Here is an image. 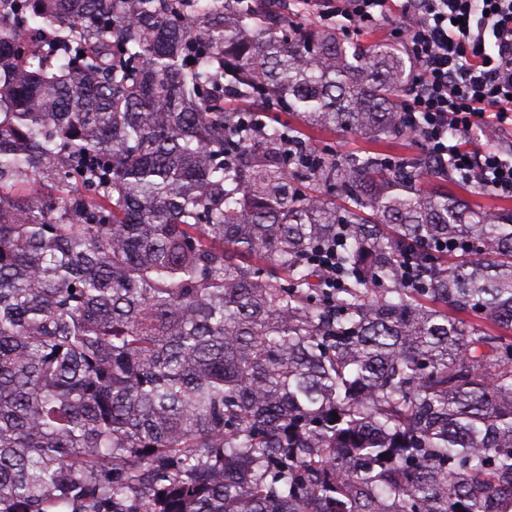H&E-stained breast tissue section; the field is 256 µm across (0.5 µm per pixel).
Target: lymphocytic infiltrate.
Instances as JSON below:
<instances>
[{
  "label": "lymphocytic infiltrate",
  "instance_id": "f902f5d3",
  "mask_svg": "<svg viewBox=\"0 0 512 512\" xmlns=\"http://www.w3.org/2000/svg\"><path fill=\"white\" fill-rule=\"evenodd\" d=\"M344 35L374 27L388 0H320ZM390 36L415 63L401 106L428 156L465 184L512 199V161L460 138L483 125L512 131V0H402ZM495 53H487V43Z\"/></svg>",
  "mask_w": 512,
  "mask_h": 512
}]
</instances>
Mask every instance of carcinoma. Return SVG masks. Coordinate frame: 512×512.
<instances>
[{"mask_svg":"<svg viewBox=\"0 0 512 512\" xmlns=\"http://www.w3.org/2000/svg\"><path fill=\"white\" fill-rule=\"evenodd\" d=\"M411 78L281 0H0V512H512V207L266 121L401 138Z\"/></svg>","mask_w":512,"mask_h":512,"instance_id":"obj_1","label":"carcinoma"}]
</instances>
